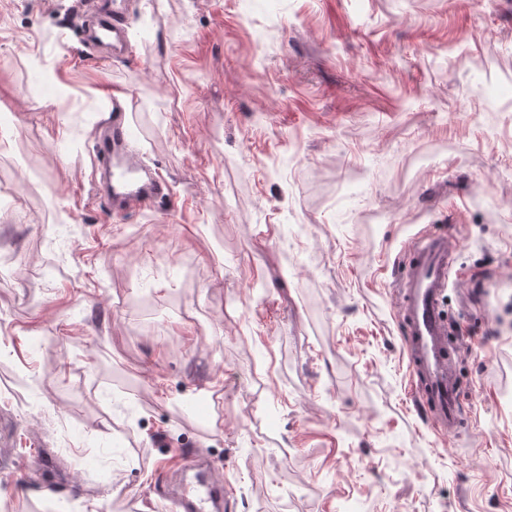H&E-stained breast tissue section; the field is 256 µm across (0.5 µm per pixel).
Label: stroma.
I'll list each match as a JSON object with an SVG mask.
<instances>
[{
  "label": "stroma",
  "mask_w": 512,
  "mask_h": 512,
  "mask_svg": "<svg viewBox=\"0 0 512 512\" xmlns=\"http://www.w3.org/2000/svg\"><path fill=\"white\" fill-rule=\"evenodd\" d=\"M0 0V512H512V0ZM125 99L170 198L110 208ZM456 242L466 420L409 395L395 276ZM125 1L108 0L97 4H93L95 1L84 2L83 22L86 23L88 41L103 45L105 40L112 38L113 56L121 54L125 48L126 35L122 23ZM133 140L132 129L125 118V113L115 111L112 115V125L101 135L96 143L95 158L98 163L108 159L121 157L127 145ZM220 483L214 478L213 469L208 468L206 482L191 484L185 488L182 508L190 512L223 511V498L215 490Z\"/></svg>",
  "instance_id": "1"
}]
</instances>
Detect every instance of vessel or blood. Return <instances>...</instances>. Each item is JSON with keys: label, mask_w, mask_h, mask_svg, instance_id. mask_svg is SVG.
Instances as JSON below:
<instances>
[{"label": "vessel or blood", "mask_w": 512, "mask_h": 512, "mask_svg": "<svg viewBox=\"0 0 512 512\" xmlns=\"http://www.w3.org/2000/svg\"><path fill=\"white\" fill-rule=\"evenodd\" d=\"M125 0H86L83 18L87 39L95 45L111 41L113 54L126 43L122 23ZM124 113L114 112L111 126L96 143L97 161L122 156L132 141ZM134 164L126 162L112 175V194L123 202H146L163 193L160 177L136 179ZM448 232L422 239L411 251L406 270L398 279V313L406 330L405 349L410 372V392L422 414L444 432H454L463 420L462 385L457 373L459 338L453 318L441 306L448 285L454 249ZM214 476L188 485L181 501L184 512H222L223 498Z\"/></svg>", "instance_id": "1"}]
</instances>
